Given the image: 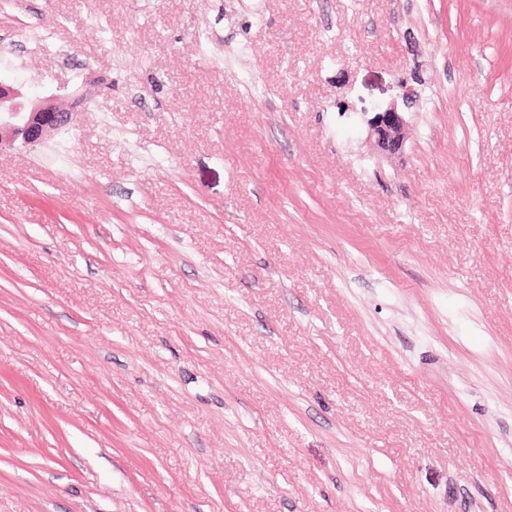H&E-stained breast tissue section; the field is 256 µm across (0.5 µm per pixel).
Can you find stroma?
Wrapping results in <instances>:
<instances>
[{
    "instance_id": "1",
    "label": "stroma",
    "mask_w": 512,
    "mask_h": 512,
    "mask_svg": "<svg viewBox=\"0 0 512 512\" xmlns=\"http://www.w3.org/2000/svg\"><path fill=\"white\" fill-rule=\"evenodd\" d=\"M0 81L91 94L0 151V512H512V0H0ZM405 113L393 105L382 112H375L369 120L370 136L382 153L396 155L402 151L408 127Z\"/></svg>"
}]
</instances>
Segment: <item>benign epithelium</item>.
<instances>
[{
  "mask_svg": "<svg viewBox=\"0 0 512 512\" xmlns=\"http://www.w3.org/2000/svg\"><path fill=\"white\" fill-rule=\"evenodd\" d=\"M84 101L83 96L68 105L54 96L26 99L18 89L0 81V149L42 144L70 125L78 113L77 106ZM407 127L404 112L395 105L375 113L369 120L370 136L386 155L402 151Z\"/></svg>",
  "mask_w": 512,
  "mask_h": 512,
  "instance_id": "benign-epithelium-1",
  "label": "benign epithelium"
}]
</instances>
